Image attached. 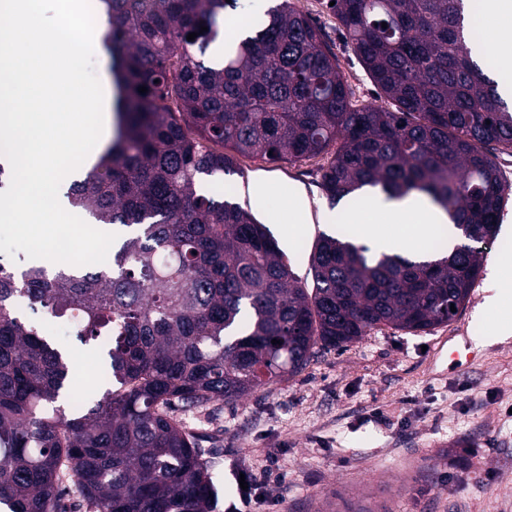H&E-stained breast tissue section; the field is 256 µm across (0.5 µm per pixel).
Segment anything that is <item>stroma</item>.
<instances>
[{"label":"stroma","mask_w":512,"mask_h":512,"mask_svg":"<svg viewBox=\"0 0 512 512\" xmlns=\"http://www.w3.org/2000/svg\"><path fill=\"white\" fill-rule=\"evenodd\" d=\"M294 3L321 24L348 81L380 104L326 0ZM236 166L237 174L205 180L203 192L229 188L246 206L248 184L266 182L255 214L307 277L316 238L335 234L353 202H330L314 161L241 156ZM288 186L306 191L308 211H286ZM489 286L480 274L469 303L430 334L374 330L320 351L286 382L177 411L206 453L219 498L236 500L231 472L246 457L270 476L245 512H512V338L495 340L492 319L479 312ZM451 332L471 343L477 360L452 362L439 351Z\"/></svg>","instance_id":"obj_1"}]
</instances>
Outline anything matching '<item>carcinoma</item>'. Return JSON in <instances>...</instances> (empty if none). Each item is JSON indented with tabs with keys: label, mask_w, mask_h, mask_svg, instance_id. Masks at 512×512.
Instances as JSON below:
<instances>
[{
	"label": "carcinoma",
	"mask_w": 512,
	"mask_h": 512,
	"mask_svg": "<svg viewBox=\"0 0 512 512\" xmlns=\"http://www.w3.org/2000/svg\"><path fill=\"white\" fill-rule=\"evenodd\" d=\"M236 2L100 0L118 131L65 196L123 235L107 268L0 264V504L10 512H66L65 476L93 512H214L207 463L174 404L237 401L299 374L315 348L377 328L428 334L471 296L512 197L496 161L512 152V99L473 52L469 0H335L346 46L391 109L359 100L290 0L207 58ZM238 156L320 158L332 202L367 188L421 194L461 243L408 258L323 233L303 281L251 211L198 191L238 173ZM21 300L77 319L100 362L81 403L67 352L24 319Z\"/></svg>",
	"instance_id": "1"
}]
</instances>
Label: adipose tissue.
<instances>
[{
  "instance_id": "1",
  "label": "adipose tissue",
  "mask_w": 512,
  "mask_h": 512,
  "mask_svg": "<svg viewBox=\"0 0 512 512\" xmlns=\"http://www.w3.org/2000/svg\"><path fill=\"white\" fill-rule=\"evenodd\" d=\"M352 220L365 225L378 251L400 255L420 253L426 233L447 222L445 215L417 194L400 200L368 196L364 209L357 211ZM489 278L493 288L481 310L495 316L496 336H512V263L491 265Z\"/></svg>"
}]
</instances>
